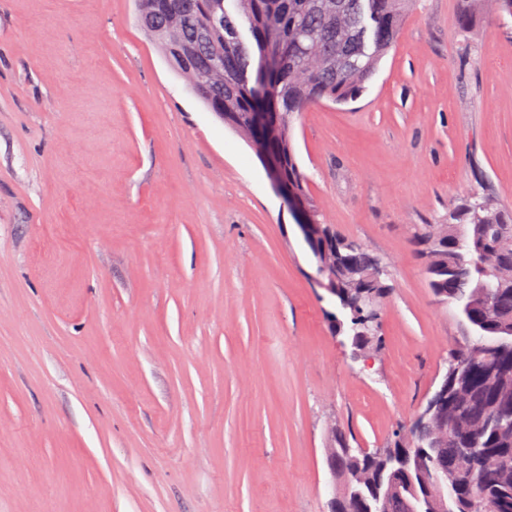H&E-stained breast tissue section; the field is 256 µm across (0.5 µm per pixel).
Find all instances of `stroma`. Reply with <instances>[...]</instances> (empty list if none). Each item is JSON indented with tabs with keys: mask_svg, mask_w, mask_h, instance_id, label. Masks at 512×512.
<instances>
[{
	"mask_svg": "<svg viewBox=\"0 0 512 512\" xmlns=\"http://www.w3.org/2000/svg\"><path fill=\"white\" fill-rule=\"evenodd\" d=\"M458 15L417 0L359 98L293 122L324 221L389 264L366 364L135 0H0V512H328V420L410 426L462 338L414 228L512 206V18Z\"/></svg>",
	"mask_w": 512,
	"mask_h": 512,
	"instance_id": "stroma-1",
	"label": "stroma"
}]
</instances>
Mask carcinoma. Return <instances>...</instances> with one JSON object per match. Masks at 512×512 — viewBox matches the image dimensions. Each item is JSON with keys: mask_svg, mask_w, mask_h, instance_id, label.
<instances>
[{"mask_svg": "<svg viewBox=\"0 0 512 512\" xmlns=\"http://www.w3.org/2000/svg\"><path fill=\"white\" fill-rule=\"evenodd\" d=\"M142 25L158 40L187 84L224 124L251 144L259 135L252 113L267 114L273 135L263 147L281 160V186L305 202L320 225L316 250H336L334 330L357 351L377 343L385 285L379 256L324 223L313 204L291 133L294 114L329 100L357 97L399 40L414 0H137ZM459 23L469 28L490 6L512 17V0H459ZM279 42L288 57L253 63ZM189 45L188 66L172 48ZM489 195L454 207L448 223L421 224L414 237L428 288L454 303L468 334L448 361V431L423 429L406 443L353 451L352 433L336 430L330 446L342 458L336 497L352 512L357 498L377 512H512V208ZM483 465L470 468L468 449Z\"/></svg>", "mask_w": 512, "mask_h": 512, "instance_id": "cac0c4a2", "label": "carcinoma"}]
</instances>
